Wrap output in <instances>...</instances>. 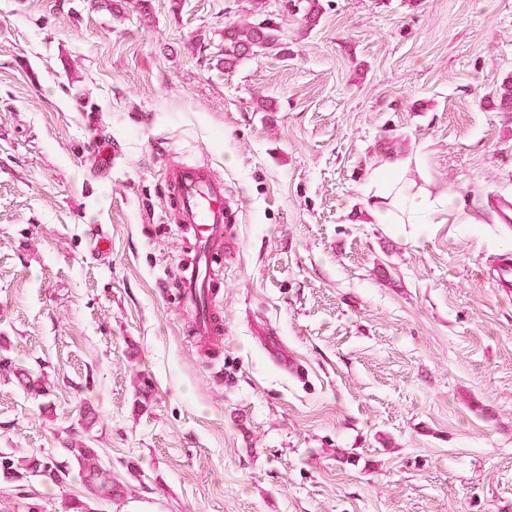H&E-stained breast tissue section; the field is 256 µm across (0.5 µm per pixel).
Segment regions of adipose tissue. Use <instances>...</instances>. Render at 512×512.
<instances>
[{
    "label": "adipose tissue",
    "instance_id": "obj_1",
    "mask_svg": "<svg viewBox=\"0 0 512 512\" xmlns=\"http://www.w3.org/2000/svg\"><path fill=\"white\" fill-rule=\"evenodd\" d=\"M422 161L413 155L385 160L365 186L366 209L375 224H425L444 196L435 192Z\"/></svg>",
    "mask_w": 512,
    "mask_h": 512
}]
</instances>
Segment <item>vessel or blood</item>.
<instances>
[{
    "label": "vessel or blood",
    "instance_id": "obj_1",
    "mask_svg": "<svg viewBox=\"0 0 512 512\" xmlns=\"http://www.w3.org/2000/svg\"><path fill=\"white\" fill-rule=\"evenodd\" d=\"M163 182L178 223L192 233L197 244L195 256L185 263L176 285L193 315L194 335L205 341L220 330L214 310L219 286L209 268L223 254L224 227L235 223L237 212L226 197L223 180L209 166L168 165Z\"/></svg>",
    "mask_w": 512,
    "mask_h": 512
}]
</instances>
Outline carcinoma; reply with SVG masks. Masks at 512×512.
Masks as SVG:
<instances>
[{
	"label": "carcinoma",
	"mask_w": 512,
	"mask_h": 512,
	"mask_svg": "<svg viewBox=\"0 0 512 512\" xmlns=\"http://www.w3.org/2000/svg\"><path fill=\"white\" fill-rule=\"evenodd\" d=\"M303 5L298 25L309 30L320 21L323 5L320 0H302ZM282 29L277 19L260 14L259 18L247 24H229L224 27V68L231 69L242 60L260 54L277 52L287 54ZM497 106L502 112H512V79L507 78L496 90ZM68 452L77 466L90 494L96 501L119 496V485L112 480V470L106 465L98 450L86 446L82 439L70 441ZM26 473L8 458L0 461V475L10 481H18L24 475H32L45 481L59 483L66 477V467L52 459L32 456L24 460Z\"/></svg>",
	"instance_id": "1"
}]
</instances>
